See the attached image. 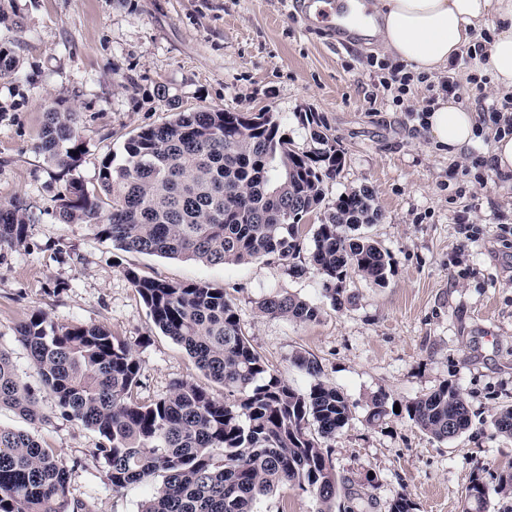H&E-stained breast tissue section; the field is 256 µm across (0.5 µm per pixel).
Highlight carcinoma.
I'll list each match as a JSON object with an SVG mask.
<instances>
[{
    "label": "carcinoma",
    "instance_id": "carcinoma-1",
    "mask_svg": "<svg viewBox=\"0 0 512 512\" xmlns=\"http://www.w3.org/2000/svg\"><path fill=\"white\" fill-rule=\"evenodd\" d=\"M24 19L0 0V31L18 33ZM14 40H0V79L18 76ZM171 118L142 129L124 146V163L102 162L98 187L68 180L59 198L64 224H92L125 252L184 259L206 265L239 264L260 257L289 261L304 249L303 217L325 199L324 181L344 165L336 138L313 114L300 116L317 148L298 151L272 112H186L170 105ZM38 150L70 175L83 150L76 112L59 99L45 112ZM383 219L367 187L344 193L312 236V265L325 277L332 305L353 304L358 277L387 283L391 254L361 232ZM30 221L19 197L0 203V247H19ZM124 274L154 325L182 346L206 376L224 386L218 399L180 380L152 403L134 401L141 366L132 349L102 326H56L43 313L16 333L55 400L60 415L98 434L92 457L115 489L155 476L162 483L141 512H255L280 485L313 493L316 512H332L340 483L322 440L352 419L348 399L322 379L314 358L293 363L313 379L301 392L272 374L246 336L224 289L207 282L176 283ZM263 314L299 323L319 319L318 307L295 295L275 294L260 303ZM0 408L33 421L40 416L35 391L0 350ZM421 430L444 441L468 426L467 403L444 384L405 404ZM394 414L388 395H373L367 424ZM512 436V406L492 419ZM69 469L56 452L30 433L0 424V512H86L69 498ZM465 512H488L490 493L478 477L466 488Z\"/></svg>",
    "mask_w": 512,
    "mask_h": 512
}]
</instances>
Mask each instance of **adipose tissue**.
I'll list each match as a JSON object with an SVG mask.
<instances>
[{
	"mask_svg": "<svg viewBox=\"0 0 512 512\" xmlns=\"http://www.w3.org/2000/svg\"><path fill=\"white\" fill-rule=\"evenodd\" d=\"M495 19L485 70L496 90L512 91V0H349L342 22L395 60L429 75L448 70L481 26ZM423 123L433 145L456 158L473 146L475 112L455 97L439 99Z\"/></svg>",
	"mask_w": 512,
	"mask_h": 512,
	"instance_id": "adipose-tissue-1",
	"label": "adipose tissue"
}]
</instances>
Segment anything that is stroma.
Instances as JSON below:
<instances>
[{
  "mask_svg": "<svg viewBox=\"0 0 512 512\" xmlns=\"http://www.w3.org/2000/svg\"><path fill=\"white\" fill-rule=\"evenodd\" d=\"M293 0H16L24 30L15 37L18 78L0 80V202L23 198L34 220L27 241L0 249V349L19 378L37 389L46 419L31 422L0 410V424L28 431L70 465L72 499L90 512H140L159 479L113 490L89 454L98 435L59 416L54 397L16 339L18 324L46 313L58 325H101L127 342L141 365L135 390L143 402L165 397L188 379L215 397L224 389L186 350L155 327L125 268L141 275L224 290L265 363L307 391L311 378L291 361L315 358L322 378L349 400L353 418L329 440L343 479L341 501L355 512H388L409 497L414 512H464L478 477L495 486L512 464V438L499 435L494 413L512 405V183L485 159L482 135L464 157L436 151L423 132L432 97L411 81L402 102L380 86L388 62L358 39L331 47L305 22ZM66 99L79 114L84 147L75 174L98 183L105 158L124 161L128 138L181 109L256 112L271 109L296 149L311 150L301 113H313L345 164L326 180V203L368 186L383 212L368 233L394 259L385 287L355 280L354 305L335 309L315 269L293 275L265 257L206 265L126 253L90 224H63L56 199L65 180L36 145L47 108ZM291 294L317 306L320 318L295 323L264 315L259 302ZM451 384L470 411L468 429L450 441L422 431L406 415L378 427L365 422L367 401L386 392L403 404ZM311 493L279 487L256 512H316Z\"/></svg>",
  "mask_w": 512,
  "mask_h": 512,
  "instance_id": "obj_1",
  "label": "stroma"
}]
</instances>
